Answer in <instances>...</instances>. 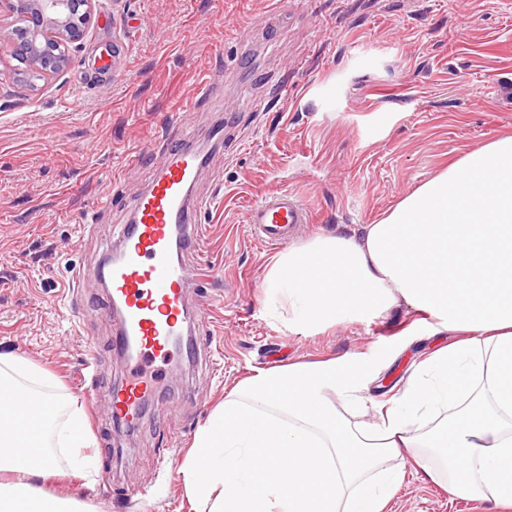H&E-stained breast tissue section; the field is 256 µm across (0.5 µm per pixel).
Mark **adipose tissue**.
<instances>
[{"instance_id": "adipose-tissue-1", "label": "adipose tissue", "mask_w": 512, "mask_h": 512, "mask_svg": "<svg viewBox=\"0 0 512 512\" xmlns=\"http://www.w3.org/2000/svg\"><path fill=\"white\" fill-rule=\"evenodd\" d=\"M265 286L303 335L402 301L458 338L357 425L335 401L365 407L372 367L361 356L241 380L179 470L192 512H384L410 465L450 495L512 506V136L464 154L378 223L289 247ZM51 384L34 363L0 354V399L38 407L21 432L0 411V470L17 476L0 483V512H84L39 485L78 475L57 456L91 445L80 409L60 418Z\"/></svg>"}]
</instances>
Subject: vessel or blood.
I'll list each match as a JSON object with an SVG mask.
<instances>
[{
	"instance_id": "vessel-or-blood-1",
	"label": "vessel or blood",
	"mask_w": 512,
	"mask_h": 512,
	"mask_svg": "<svg viewBox=\"0 0 512 512\" xmlns=\"http://www.w3.org/2000/svg\"><path fill=\"white\" fill-rule=\"evenodd\" d=\"M192 139L191 129L183 126L164 140L159 173L135 200L133 222L120 229L117 259L98 267V276L109 290L106 301L88 304L76 314L80 321L90 316L116 317V346L125 347L130 339L135 342L131 358L135 372L128 384L119 393L103 395L109 414L118 418L134 414L148 397L140 374L156 359L166 357L181 329L189 278L172 248L188 250L201 239L190 189L203 161L191 148ZM247 221L262 242L283 246L298 225L309 223L310 212L296 195L281 191L252 204Z\"/></svg>"
}]
</instances>
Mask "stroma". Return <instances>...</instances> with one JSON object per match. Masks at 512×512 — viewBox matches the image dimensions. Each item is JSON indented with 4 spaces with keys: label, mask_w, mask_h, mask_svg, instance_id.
Returning <instances> with one entry per match:
<instances>
[{
    "label": "stroma",
    "mask_w": 512,
    "mask_h": 512,
    "mask_svg": "<svg viewBox=\"0 0 512 512\" xmlns=\"http://www.w3.org/2000/svg\"><path fill=\"white\" fill-rule=\"evenodd\" d=\"M16 66L0 57V353L36 363L57 395L85 409L130 377L111 320L72 322L86 301L105 298L101 246L116 242L175 124L220 130L193 188L205 202L201 249L181 256L219 271L187 293L195 361L176 372V354L156 368L160 385L121 451L112 418L87 416L96 483L50 481L47 493L92 512H128L134 494L138 512H191L179 469L242 378L364 354L379 363L372 406L453 343L429 335L427 316L402 302L321 334L287 330L263 286L279 251L258 240L246 213L262 196L296 194L312 212L298 245L372 224L455 159L512 135V0H96L65 73L25 95L13 87ZM96 211L99 223L84 231ZM386 512L496 510L411 473Z\"/></svg>",
    "instance_id": "1"
}]
</instances>
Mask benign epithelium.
Wrapping results in <instances>:
<instances>
[{"mask_svg": "<svg viewBox=\"0 0 512 512\" xmlns=\"http://www.w3.org/2000/svg\"><path fill=\"white\" fill-rule=\"evenodd\" d=\"M10 10L31 21L30 28L0 27V55L22 53L40 77L67 70L84 37L94 0H7Z\"/></svg>", "mask_w": 512, "mask_h": 512, "instance_id": "1", "label": "benign epithelium"}]
</instances>
